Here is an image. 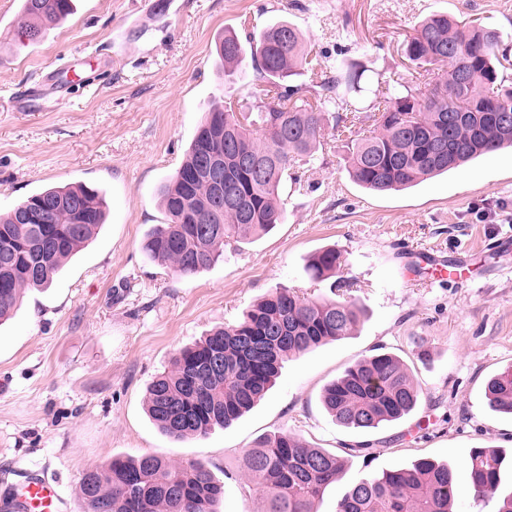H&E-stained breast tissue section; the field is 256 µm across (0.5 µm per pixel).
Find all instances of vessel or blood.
<instances>
[{"mask_svg":"<svg viewBox=\"0 0 512 512\" xmlns=\"http://www.w3.org/2000/svg\"><path fill=\"white\" fill-rule=\"evenodd\" d=\"M416 265L436 280L461 281L466 277L469 260L462 255L447 261L430 253L419 256ZM67 507L60 483L37 463L25 470L21 481L9 485L7 493L0 495V512H66Z\"/></svg>","mask_w":512,"mask_h":512,"instance_id":"1","label":"vessel or blood"}]
</instances>
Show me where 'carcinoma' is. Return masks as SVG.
<instances>
[{
  "mask_svg": "<svg viewBox=\"0 0 512 512\" xmlns=\"http://www.w3.org/2000/svg\"><path fill=\"white\" fill-rule=\"evenodd\" d=\"M72 0H23L15 37L37 44L47 26L64 22ZM500 35L493 28L437 13L422 21L405 43L406 58L417 67L441 66L444 73L431 95L382 80L361 108L364 69L336 64L322 90L324 103L311 104L289 82L296 69L313 64L299 30L280 21L242 41L227 31L216 45L224 68L251 59L269 83L255 112L214 108L205 113L180 167L162 187L167 222L154 226L143 249L181 277L209 268L231 239L264 234L285 219L280 187L296 161L311 155L332 122L348 133L349 174L377 192L400 190L448 172L482 155L512 147V127L492 114L512 110V87L504 85L506 66L496 54ZM467 72L459 81L456 72ZM465 120L448 125V110ZM224 150V189L218 196L204 178L190 184L186 174L203 155ZM40 210L41 223H17V208L0 214V322L9 318L27 290L48 287L63 263L104 223V197L83 186L53 187L23 200ZM345 266L336 247L312 254L307 272L325 281ZM362 316L352 300L306 299L276 288L243 318L212 331L179 351L171 367L148 387L150 418L168 437H204L226 428L252 409L272 386L281 364L351 335ZM489 408L512 415V367L492 376L485 389ZM421 389L397 356H364L326 385L321 403L346 428L371 431L415 410ZM506 459L502 448H476L468 459L470 493L494 501L496 512H512V491L501 488ZM244 468L266 493L264 512H318L316 503L336 483L345 461L323 448H311L295 434L279 431L245 451ZM79 494L86 512H219L224 483L201 462L174 464L157 456L114 457L89 469ZM453 470L418 459L409 468L359 479L337 502L336 512H452Z\"/></svg>",
  "mask_w": 512,
  "mask_h": 512,
  "instance_id": "1",
  "label": "carcinoma"
}]
</instances>
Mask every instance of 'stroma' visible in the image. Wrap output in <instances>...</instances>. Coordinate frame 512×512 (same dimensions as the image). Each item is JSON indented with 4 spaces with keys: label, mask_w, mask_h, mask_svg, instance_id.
Masks as SVG:
<instances>
[{
    "label": "stroma",
    "mask_w": 512,
    "mask_h": 512,
    "mask_svg": "<svg viewBox=\"0 0 512 512\" xmlns=\"http://www.w3.org/2000/svg\"><path fill=\"white\" fill-rule=\"evenodd\" d=\"M75 0L68 20L41 43L13 39L20 0H0V212L52 186L100 190L107 221L42 291L26 292L0 323V477L14 482L30 461L55 473L69 512H84L83 474L115 456L160 455L208 465L224 482L221 512H261L262 490L241 457L280 431L346 458L318 504L336 512L345 488L419 458L448 464L459 489L453 512H494L467 494L478 447L512 451V417L492 412L487 379L512 365V153L481 157L408 189L374 193L347 172L344 134L290 169L281 186L283 224L225 246L189 277L152 261L142 245L166 223L159 194L184 159L209 107L246 112L264 87L251 62L225 72L215 42L293 22L320 65L295 82L315 102L337 60L361 63L365 85L420 75L404 43L440 12L496 29L512 50V0ZM331 245L364 316L352 336L289 358L273 387L231 426L175 441L149 417L146 391L175 353L239 320L279 286L328 295L310 280L311 254ZM467 251L479 275L463 285L427 284L407 257ZM389 352L422 389L403 421L360 433L324 409L323 388L356 360Z\"/></svg>",
    "instance_id": "35a3bbf8"
}]
</instances>
